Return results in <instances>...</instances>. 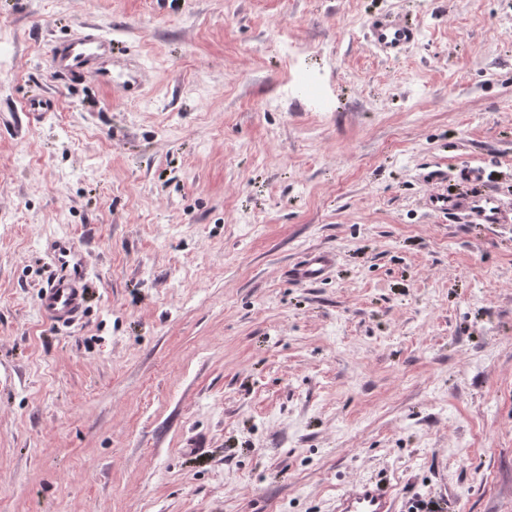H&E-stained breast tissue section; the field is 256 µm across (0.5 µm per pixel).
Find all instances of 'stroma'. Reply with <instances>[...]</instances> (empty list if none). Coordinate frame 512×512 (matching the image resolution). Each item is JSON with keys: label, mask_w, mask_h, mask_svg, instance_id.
I'll return each instance as SVG.
<instances>
[{"label": "stroma", "mask_w": 512, "mask_h": 512, "mask_svg": "<svg viewBox=\"0 0 512 512\" xmlns=\"http://www.w3.org/2000/svg\"><path fill=\"white\" fill-rule=\"evenodd\" d=\"M510 15L0 0V512H335L362 478L512 512ZM374 17L419 36L386 57ZM83 23L133 96L51 70ZM475 185L498 223L427 205ZM57 240L90 293L67 326L39 304ZM318 248L325 278L289 280Z\"/></svg>", "instance_id": "1"}]
</instances>
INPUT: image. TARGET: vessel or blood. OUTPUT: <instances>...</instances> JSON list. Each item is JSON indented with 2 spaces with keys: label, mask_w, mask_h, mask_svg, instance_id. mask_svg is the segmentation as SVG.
<instances>
[{
  "label": "vessel or blood",
  "mask_w": 512,
  "mask_h": 512,
  "mask_svg": "<svg viewBox=\"0 0 512 512\" xmlns=\"http://www.w3.org/2000/svg\"><path fill=\"white\" fill-rule=\"evenodd\" d=\"M369 32L372 41L388 53H398L415 42L419 30L411 24L390 19L371 21ZM54 72L72 82L94 75L107 87L113 86L112 40L94 24H82L76 34L57 43L51 52ZM469 207L483 223L497 220L494 201L487 195H475L469 201L438 194L431 198L432 210L455 214L462 205ZM57 273L41 293V307L54 324L66 326L79 318L87 304L88 289L81 263L71 262V250L66 245L55 248ZM333 262V256L325 250H315L294 266L291 274L301 282L319 280ZM336 512H396L395 498L391 490L373 480H361L344 488L336 497Z\"/></svg>",
  "instance_id": "b4317fda"
}]
</instances>
